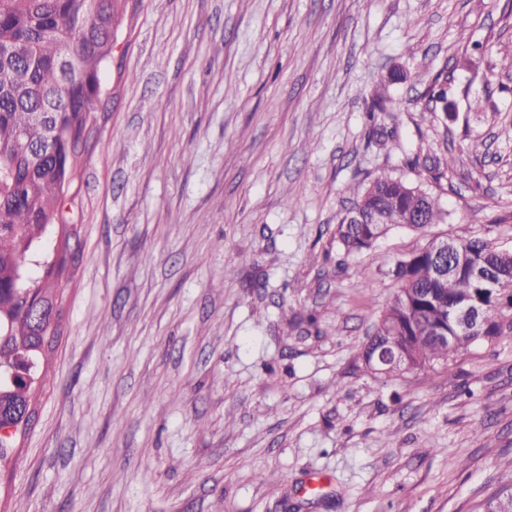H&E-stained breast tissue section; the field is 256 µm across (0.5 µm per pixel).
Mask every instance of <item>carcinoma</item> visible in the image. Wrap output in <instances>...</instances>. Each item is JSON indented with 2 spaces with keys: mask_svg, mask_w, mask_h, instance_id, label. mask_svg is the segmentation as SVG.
Listing matches in <instances>:
<instances>
[{
  "mask_svg": "<svg viewBox=\"0 0 512 512\" xmlns=\"http://www.w3.org/2000/svg\"><path fill=\"white\" fill-rule=\"evenodd\" d=\"M121 0H0V429L21 421L39 382L42 333L55 305L53 281L39 284L32 266L54 273L42 257L53 224L63 219L64 187L77 173L93 105L101 93L102 69L112 56L113 24ZM429 101H443L448 78L439 72ZM43 151L33 165L32 155ZM454 156L426 155L422 167L439 184ZM441 194L381 174L336 227L348 255L371 248L396 223L423 231L444 220ZM463 265L437 274L433 243L398 259L388 275L399 284L364 343L365 365L389 346L405 354L387 372L448 365L449 357L481 341L512 339V251L484 238L456 240ZM473 301L484 322L473 331L455 329L451 312ZM484 512H512V486L491 494Z\"/></svg>",
  "mask_w": 512,
  "mask_h": 512,
  "instance_id": "1",
  "label": "carcinoma"
}]
</instances>
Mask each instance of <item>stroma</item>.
Wrapping results in <instances>:
<instances>
[{
    "label": "stroma",
    "instance_id": "1",
    "mask_svg": "<svg viewBox=\"0 0 512 512\" xmlns=\"http://www.w3.org/2000/svg\"><path fill=\"white\" fill-rule=\"evenodd\" d=\"M510 46L507 0H125L0 512H482L512 485V340L392 379L361 354L396 259L512 250ZM447 152L445 220L345 255L362 183Z\"/></svg>",
    "mask_w": 512,
    "mask_h": 512
}]
</instances>
